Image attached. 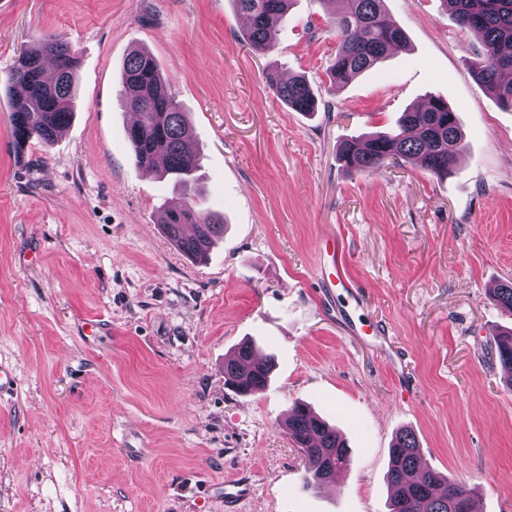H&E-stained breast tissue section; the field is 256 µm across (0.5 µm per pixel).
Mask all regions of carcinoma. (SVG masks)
I'll use <instances>...</instances> for the list:
<instances>
[{"mask_svg":"<svg viewBox=\"0 0 512 512\" xmlns=\"http://www.w3.org/2000/svg\"><path fill=\"white\" fill-rule=\"evenodd\" d=\"M294 0H234L237 11L248 19L243 36L256 51L273 48L272 27L288 15ZM337 2L328 19L337 48L329 69L331 84L340 89L353 77L392 52L405 48L404 32L389 19L385 0H325ZM461 27L477 34L481 52L471 62L477 80L504 107L512 108V0H442ZM77 61L70 47L58 37L42 38L28 45L11 74V84L22 88V97L8 117L15 148L31 141H54L70 123ZM271 92L296 112H315L318 98L305 76L288 80L274 66L265 73ZM120 84L125 106L135 115L127 140L139 166L152 169L182 190L178 205L165 209L164 233L188 258L205 261L224 234L223 220L206 213L196 202L194 173L197 155L189 147L190 129L181 112L174 85L146 51H134L125 59ZM462 133L457 116L447 102L431 96L426 107L404 112L396 127L386 133L350 138L337 147V156L349 171H369L390 160L407 159L438 175L451 174L461 150ZM496 306L512 316V282L493 293ZM496 350L512 387V329L499 334ZM253 347L244 343L224 364V380L239 395L262 390L272 363L252 361ZM289 438L308 458L316 461L307 485L320 488L333 481L349 463V450L340 432L314 415L306 406L295 407L288 417ZM387 482L392 489L390 512H471L472 492L466 486L425 465L416 437L396 435L389 452Z\"/></svg>","mask_w":512,"mask_h":512,"instance_id":"1","label":"carcinoma"}]
</instances>
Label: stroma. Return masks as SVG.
Masks as SVG:
<instances>
[{"label": "stroma", "instance_id": "stroma-1", "mask_svg": "<svg viewBox=\"0 0 512 512\" xmlns=\"http://www.w3.org/2000/svg\"><path fill=\"white\" fill-rule=\"evenodd\" d=\"M407 36L334 90L327 0H295L274 48L250 51L233 0H0V512H389L395 435L512 512V389L491 299L512 282V109L469 67L480 50L441 0H386ZM58 36L78 57L70 125L12 145L5 88L23 48ZM151 53L200 152V207L224 237L195 263L165 237L179 196L135 165L120 70ZM303 75L314 113L286 107L264 71ZM464 133L452 175L411 161L365 173L336 155L395 127L429 96ZM341 234L352 290L330 287ZM274 356L240 396L224 363L244 340ZM304 403L351 449L332 484L284 423Z\"/></svg>", "mask_w": 512, "mask_h": 512}]
</instances>
